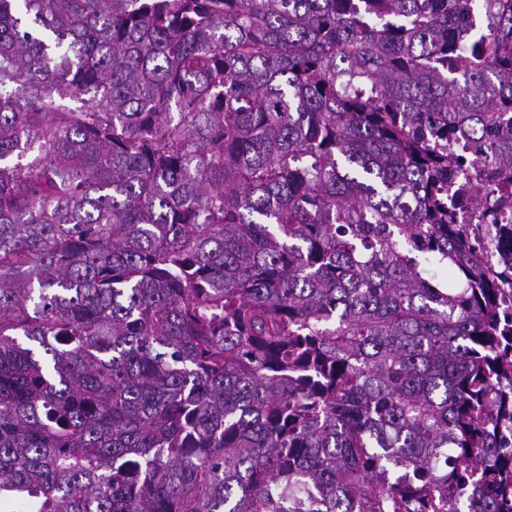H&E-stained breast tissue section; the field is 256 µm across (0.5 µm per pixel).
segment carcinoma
Listing matches in <instances>:
<instances>
[{"instance_id":"obj_1","label":"carcinoma","mask_w":512,"mask_h":512,"mask_svg":"<svg viewBox=\"0 0 512 512\" xmlns=\"http://www.w3.org/2000/svg\"><path fill=\"white\" fill-rule=\"evenodd\" d=\"M512 0H0V512H512Z\"/></svg>"}]
</instances>
